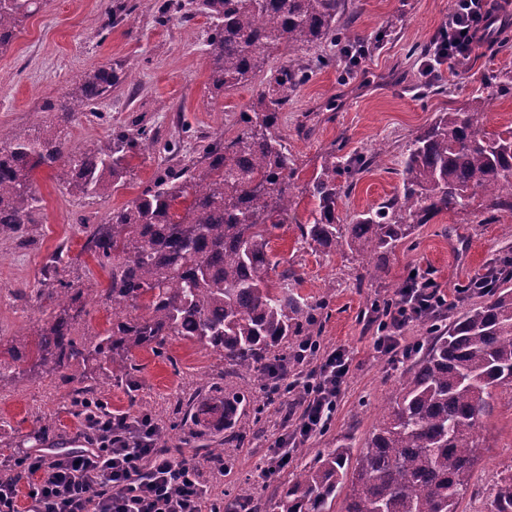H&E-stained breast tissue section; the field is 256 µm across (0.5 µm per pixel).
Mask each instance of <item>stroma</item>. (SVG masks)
<instances>
[{
	"mask_svg": "<svg viewBox=\"0 0 512 512\" xmlns=\"http://www.w3.org/2000/svg\"><path fill=\"white\" fill-rule=\"evenodd\" d=\"M164 0H42L38 12L25 19L17 38L0 50V127L31 133L51 121L45 104L71 89L81 71L115 66V83L95 114L78 115L66 129L71 147L111 143L116 127L143 128L155 138L154 148L134 154L133 172L124 186L106 198H77L59 185L52 170L35 174L43 201L39 223L28 225L24 241L0 238V351H8L15 334L33 333L40 318L42 269L58 247H66L75 266L66 280L106 283L107 271L86 250L84 224L103 223L113 209L136 198L167 168L205 166L204 150L217 140L235 137L240 113L253 103L260 83L220 94L208 88L206 39L211 21L199 10L172 12L166 25L156 21ZM347 21L369 42V52L350 65L340 46L325 45L321 54L330 66L313 69L278 121L279 133L307 181L323 153L337 143L347 153H370L385 146L381 163L357 175L354 186L338 202L340 218L367 210L394 194L397 170L412 133L436 112L463 106L482 88L489 71H512V5L496 12L482 41L455 72L443 74L444 94L427 95L422 59L412 53L437 35L448 21L452 0H354ZM125 4L122 20L111 6ZM179 145L176 153L164 151ZM308 200L288 213L273 231L271 251L280 269H295L303 279L299 294L321 302L323 310L312 337L324 348H342L352 358L327 430L306 443V454L293 455L278 477L262 476L261 467L277 437L298 419L295 396L270 393L266 379H246L222 367L201 344L173 338L161 353L136 352L133 380H115L98 392L108 412L149 414L179 445L181 456L201 460L202 448L224 445L223 422L209 416L200 425L185 422L177 408L203 400L209 390L247 392L253 434L234 448L230 469L203 467L201 480L213 498L245 492L251 501L273 503L281 485L312 456L348 442L362 448L377 415L396 390L406 357L393 366L374 346L376 310L404 284L412 271L425 273L441 291L450 293L485 273L489 264L512 256V237L504 225L512 213L485 217L481 208L448 210L412 234L387 255L381 280H371L369 260L348 252H312L297 242L299 224L310 215ZM72 386L60 377L31 375L0 393V461L48 447V440L29 439L38 425H53L59 445L76 447L83 440L82 419L72 404ZM484 448L472 487L486 491L512 462V391L498 390L483 419Z\"/></svg>",
	"mask_w": 512,
	"mask_h": 512,
	"instance_id": "35a3bbf8",
	"label": "stroma"
}]
</instances>
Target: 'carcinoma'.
I'll return each mask as SVG.
<instances>
[{
	"label": "carcinoma",
	"instance_id": "carcinoma-1",
	"mask_svg": "<svg viewBox=\"0 0 512 512\" xmlns=\"http://www.w3.org/2000/svg\"><path fill=\"white\" fill-rule=\"evenodd\" d=\"M349 0H201L211 20L207 39L209 85L214 93L265 76L257 102L242 111L231 140L206 150L201 169H166L128 205L102 224H87L86 247L109 268L105 288H79L60 278L64 250L42 271L57 284L54 305L42 311L34 357L23 335L0 362V391L26 372L58 374L77 384V414L98 402V386L85 380L90 366L131 377L136 350L157 351L171 337L194 340L244 377L289 364L291 336H309L317 306L295 292V272L273 281L279 261L270 237L296 204V190L313 201L311 219L298 225L300 244L313 252L347 249L378 259L446 210H466L476 195L495 211L512 212V125L489 131L482 121L487 97L512 92V71L488 74L464 107L438 112L406 146L399 189L377 207L340 223L337 201L355 173L386 153L368 156L326 151L320 171L298 186V168L278 134L279 112L309 77L301 54L326 43L346 52L360 41L344 21ZM40 0L0 2V49L16 37ZM288 47V64L269 67V50ZM112 89V68L74 77L67 97L46 104L55 121L37 134L0 127V236L20 239L36 223L41 200L34 175L49 168L63 188L82 198L112 193L127 173L134 138L123 129L112 146L72 151L61 127L92 112ZM512 257L499 259L472 287L485 300L464 308L446 329L430 325L423 356L401 376L400 392L383 409L359 451L339 444L315 456L282 488L274 512H459L480 447L481 420L493 391L512 389ZM112 309L103 332L86 327V305ZM243 395L218 393L185 415L224 410V442L244 440L250 418ZM486 512H512V469H504L487 496Z\"/></svg>",
	"mask_w": 512,
	"mask_h": 512
}]
</instances>
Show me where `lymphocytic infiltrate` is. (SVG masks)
<instances>
[{"label":"lymphocytic infiltrate","instance_id":"f902f5d3","mask_svg":"<svg viewBox=\"0 0 512 512\" xmlns=\"http://www.w3.org/2000/svg\"><path fill=\"white\" fill-rule=\"evenodd\" d=\"M494 10L492 0H454L434 54L422 63L424 72L467 59ZM466 294L463 288L441 294L427 279L403 289L382 309L375 346L391 360L407 357L404 328L425 311L454 308ZM296 358L315 360L317 366L295 380L302 412L265 460L262 472L268 477L285 469L290 444L307 441L330 425L351 365L345 350L325 351L308 339L299 344ZM92 429L91 447L70 449L62 457L41 450L26 457L34 476L26 508L17 505L16 483L0 477V512H224L223 502L201 483L195 461L155 446L157 426L150 416L108 415L96 419Z\"/></svg>","mask_w":512,"mask_h":512}]
</instances>
